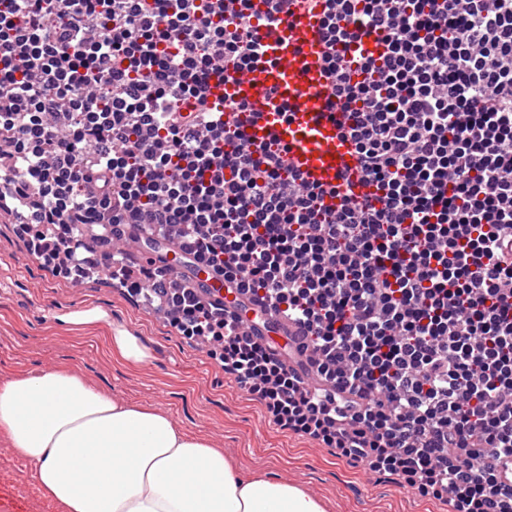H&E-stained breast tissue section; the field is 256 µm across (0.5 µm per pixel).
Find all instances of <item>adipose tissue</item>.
<instances>
[{
  "label": "adipose tissue",
  "mask_w": 512,
  "mask_h": 512,
  "mask_svg": "<svg viewBox=\"0 0 512 512\" xmlns=\"http://www.w3.org/2000/svg\"><path fill=\"white\" fill-rule=\"evenodd\" d=\"M0 441L58 512H325L296 485L236 476L166 411L66 369L0 380Z\"/></svg>",
  "instance_id": "1"
}]
</instances>
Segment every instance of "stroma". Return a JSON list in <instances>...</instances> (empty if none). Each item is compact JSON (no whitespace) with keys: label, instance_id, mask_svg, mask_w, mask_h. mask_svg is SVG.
<instances>
[{"label":"stroma","instance_id":"1","mask_svg":"<svg viewBox=\"0 0 512 512\" xmlns=\"http://www.w3.org/2000/svg\"><path fill=\"white\" fill-rule=\"evenodd\" d=\"M107 314L97 328L63 321L75 308ZM133 332L148 348L131 367L111 355L112 328ZM66 368L121 398L160 407L184 431L232 457L239 474H262L299 486L326 512H448L446 501L422 498L391 477L350 466L324 448L269 422L262 405L225 375L211 350L180 336L136 296L108 277L77 282L28 259L16 225L0 216V377ZM0 512H56L40 497L28 466L0 455Z\"/></svg>","mask_w":512,"mask_h":512}]
</instances>
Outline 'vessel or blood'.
Wrapping results in <instances>:
<instances>
[{
    "label": "vessel or blood",
    "mask_w": 512,
    "mask_h": 512,
    "mask_svg": "<svg viewBox=\"0 0 512 512\" xmlns=\"http://www.w3.org/2000/svg\"><path fill=\"white\" fill-rule=\"evenodd\" d=\"M259 33L263 60L234 82L214 89L210 100L220 104L231 95L247 101L250 110L241 121L249 139L285 147L287 167L316 185L334 187L355 160L350 143L337 129L341 113L329 98L321 13L305 10L289 19L265 14ZM173 272L189 274L212 297L224 296V279L211 269L181 264Z\"/></svg>",
    "instance_id": "obj_1"
}]
</instances>
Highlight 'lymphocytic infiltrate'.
<instances>
[{
    "instance_id": "f902f5d3",
    "label": "lymphocytic infiltrate",
    "mask_w": 512,
    "mask_h": 512,
    "mask_svg": "<svg viewBox=\"0 0 512 512\" xmlns=\"http://www.w3.org/2000/svg\"><path fill=\"white\" fill-rule=\"evenodd\" d=\"M355 200L287 171L209 107L263 55L251 0H10L0 10V212L77 280L151 224L243 301L151 295L280 429L450 512H512V0H323ZM377 35L379 57H350ZM237 140L235 149L225 139ZM104 227L85 264L81 227ZM293 330L279 353L248 306Z\"/></svg>"
}]
</instances>
